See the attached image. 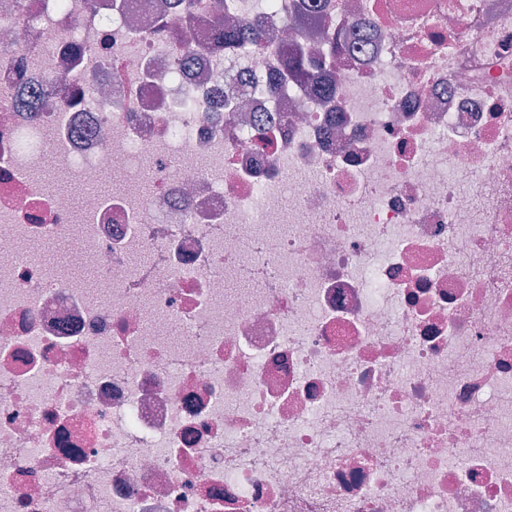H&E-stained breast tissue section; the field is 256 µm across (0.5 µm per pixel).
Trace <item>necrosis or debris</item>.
Segmentation results:
<instances>
[{
	"mask_svg": "<svg viewBox=\"0 0 512 512\" xmlns=\"http://www.w3.org/2000/svg\"><path fill=\"white\" fill-rule=\"evenodd\" d=\"M169 3L0 0V512H512V0ZM215 37L218 45L224 48L249 45L259 48L265 37V29L259 22L245 25L244 27L226 26L224 21H217ZM316 66L302 42L295 40L289 44L284 70L286 78L295 79L305 85L311 83L316 88L317 77L314 70Z\"/></svg>",
	"mask_w": 512,
	"mask_h": 512,
	"instance_id": "4bbe7bcc",
	"label": "necrosis or debris"
}]
</instances>
